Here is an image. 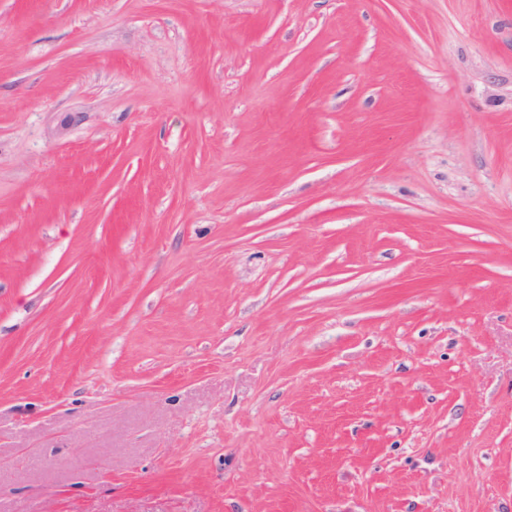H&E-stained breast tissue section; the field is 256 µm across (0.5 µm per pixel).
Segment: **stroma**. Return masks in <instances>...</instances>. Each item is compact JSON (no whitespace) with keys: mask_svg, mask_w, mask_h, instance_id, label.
Wrapping results in <instances>:
<instances>
[{"mask_svg":"<svg viewBox=\"0 0 512 512\" xmlns=\"http://www.w3.org/2000/svg\"><path fill=\"white\" fill-rule=\"evenodd\" d=\"M0 512H512V0H0Z\"/></svg>","mask_w":512,"mask_h":512,"instance_id":"1","label":"stroma"}]
</instances>
